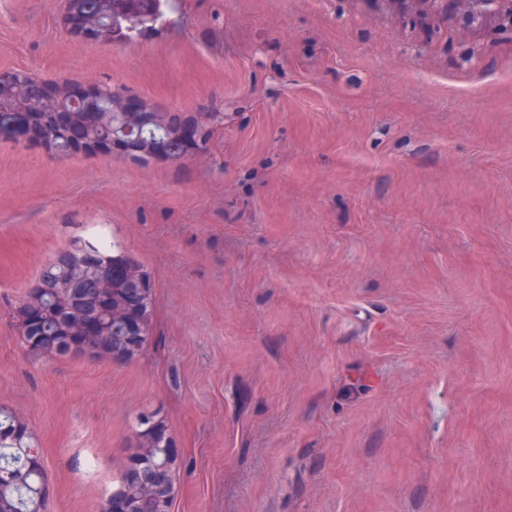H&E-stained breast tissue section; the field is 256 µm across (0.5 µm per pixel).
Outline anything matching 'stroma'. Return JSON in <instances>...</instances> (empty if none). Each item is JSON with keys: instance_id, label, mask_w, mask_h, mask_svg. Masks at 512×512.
<instances>
[{"instance_id": "stroma-1", "label": "stroma", "mask_w": 512, "mask_h": 512, "mask_svg": "<svg viewBox=\"0 0 512 512\" xmlns=\"http://www.w3.org/2000/svg\"><path fill=\"white\" fill-rule=\"evenodd\" d=\"M64 2L0 0V72L104 80L211 136L146 165L0 142V408L46 512H102L143 413L180 453L172 512H512V16L178 0L87 44ZM91 224L155 285L128 361L31 350L15 318Z\"/></svg>"}]
</instances>
